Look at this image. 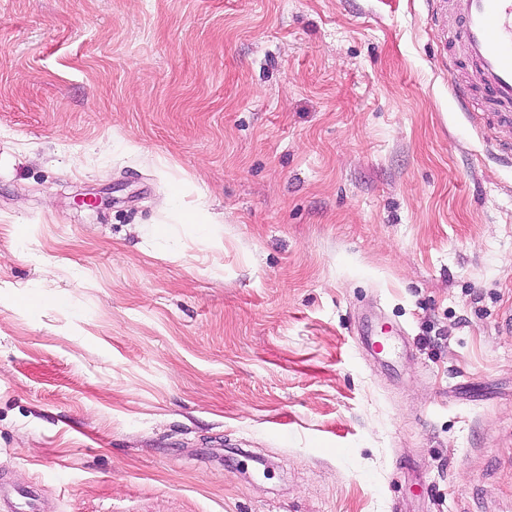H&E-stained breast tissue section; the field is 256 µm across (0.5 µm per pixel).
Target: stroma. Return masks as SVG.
Segmentation results:
<instances>
[{
  "instance_id": "35a3bbf8",
  "label": "stroma",
  "mask_w": 512,
  "mask_h": 512,
  "mask_svg": "<svg viewBox=\"0 0 512 512\" xmlns=\"http://www.w3.org/2000/svg\"><path fill=\"white\" fill-rule=\"evenodd\" d=\"M436 43L427 0H0V480L512 512V163Z\"/></svg>"
}]
</instances>
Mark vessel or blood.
<instances>
[{
  "mask_svg": "<svg viewBox=\"0 0 512 512\" xmlns=\"http://www.w3.org/2000/svg\"><path fill=\"white\" fill-rule=\"evenodd\" d=\"M431 22L447 14L458 26L444 34L441 54L454 74L461 109L499 156L512 159V142L497 139L512 129V0H430Z\"/></svg>",
  "mask_w": 512,
  "mask_h": 512,
  "instance_id": "1",
  "label": "vessel or blood"
}]
</instances>
